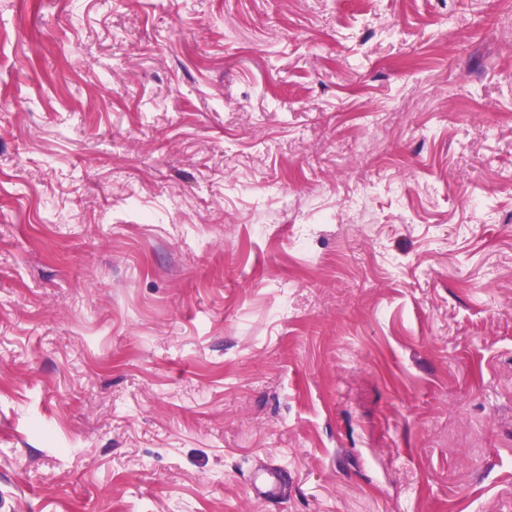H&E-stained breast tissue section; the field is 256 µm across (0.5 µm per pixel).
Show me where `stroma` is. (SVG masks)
<instances>
[{
	"label": "stroma",
	"mask_w": 512,
	"mask_h": 512,
	"mask_svg": "<svg viewBox=\"0 0 512 512\" xmlns=\"http://www.w3.org/2000/svg\"><path fill=\"white\" fill-rule=\"evenodd\" d=\"M0 512H512V0H0ZM288 485V472L276 464L267 465L251 477V492L261 500L282 498Z\"/></svg>",
	"instance_id": "1"
}]
</instances>
